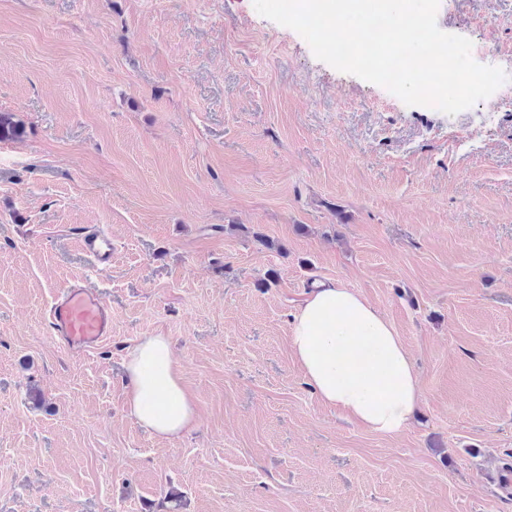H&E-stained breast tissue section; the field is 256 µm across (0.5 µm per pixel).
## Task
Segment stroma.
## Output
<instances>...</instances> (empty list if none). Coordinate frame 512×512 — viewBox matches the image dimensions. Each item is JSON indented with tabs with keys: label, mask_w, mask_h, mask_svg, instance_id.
Instances as JSON below:
<instances>
[{
	"label": "stroma",
	"mask_w": 512,
	"mask_h": 512,
	"mask_svg": "<svg viewBox=\"0 0 512 512\" xmlns=\"http://www.w3.org/2000/svg\"><path fill=\"white\" fill-rule=\"evenodd\" d=\"M437 25L512 51V0ZM512 76L450 116L318 60L253 0H0V512H512ZM112 236L98 274L77 239ZM81 278L112 339L45 313ZM375 306L421 401L381 435L290 348L318 283ZM169 339L198 414L126 413L122 360ZM46 314L51 335L72 354L92 353L112 337V308L84 280L57 288Z\"/></svg>",
	"instance_id": "obj_1"
}]
</instances>
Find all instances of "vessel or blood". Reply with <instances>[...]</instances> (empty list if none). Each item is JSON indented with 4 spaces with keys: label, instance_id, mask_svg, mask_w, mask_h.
Wrapping results in <instances>:
<instances>
[{
    "label": "vessel or blood",
    "instance_id": "1",
    "mask_svg": "<svg viewBox=\"0 0 512 512\" xmlns=\"http://www.w3.org/2000/svg\"><path fill=\"white\" fill-rule=\"evenodd\" d=\"M79 244L97 269L111 265L112 238L108 233L85 230ZM46 314L51 335L72 354L92 353L112 337V310L84 281L74 280L57 288Z\"/></svg>",
    "mask_w": 512,
    "mask_h": 512
}]
</instances>
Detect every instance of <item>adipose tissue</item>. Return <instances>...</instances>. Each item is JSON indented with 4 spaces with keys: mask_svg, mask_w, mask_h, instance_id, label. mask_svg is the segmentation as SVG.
<instances>
[{
    "mask_svg": "<svg viewBox=\"0 0 512 512\" xmlns=\"http://www.w3.org/2000/svg\"><path fill=\"white\" fill-rule=\"evenodd\" d=\"M290 343L306 384L361 427L394 434L415 416L420 391L411 355L392 324L356 292L335 284L310 292L294 313ZM124 368L126 412L137 424L173 438L196 422L167 337L133 344Z\"/></svg>",
    "mask_w": 512,
    "mask_h": 512,
    "instance_id": "1",
    "label": "adipose tissue"
}]
</instances>
